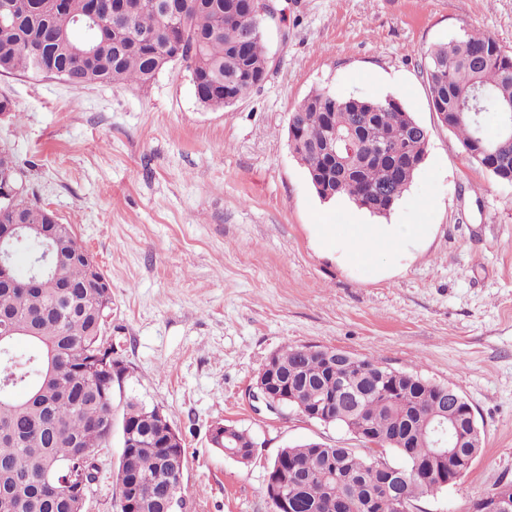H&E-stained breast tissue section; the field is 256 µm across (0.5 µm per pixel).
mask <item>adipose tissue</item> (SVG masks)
Wrapping results in <instances>:
<instances>
[{
	"instance_id": "adipose-tissue-1",
	"label": "adipose tissue",
	"mask_w": 512,
	"mask_h": 512,
	"mask_svg": "<svg viewBox=\"0 0 512 512\" xmlns=\"http://www.w3.org/2000/svg\"><path fill=\"white\" fill-rule=\"evenodd\" d=\"M424 230L420 224H340L336 246L358 266H377L379 258L396 262L401 249Z\"/></svg>"
}]
</instances>
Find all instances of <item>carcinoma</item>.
Returning a JSON list of instances; mask_svg holds the SVG:
<instances>
[{"mask_svg":"<svg viewBox=\"0 0 512 512\" xmlns=\"http://www.w3.org/2000/svg\"><path fill=\"white\" fill-rule=\"evenodd\" d=\"M95 0H33L10 12L0 25V72L38 76L31 47L42 48V59L52 75L75 89L98 84L151 83L170 60L141 45L139 31L154 34L157 45L171 38L181 42L177 60L201 80L209 108H230L256 88L268 64L262 35H246L256 21L260 0H165L159 10L152 0L133 5L127 21L107 29L96 40L89 59L72 54L78 34L62 36L63 15L84 18ZM424 76L434 112L452 121L463 147L473 143L500 147L496 166L487 169L495 179L512 174V145L502 133L489 137L481 116L501 112L512 103V55L485 33L466 34L431 46L425 53ZM302 131L300 160L308 176L321 178L316 193L324 198L346 197L376 215L388 214L408 190L426 157L429 140L415 130L417 121L392 97L365 99L338 97L314 91L292 112ZM355 141V155L328 166L319 143L327 126ZM387 187L390 198L374 193ZM46 210L26 197L11 204L0 201V224H41ZM49 238L26 239L13 247L26 265L55 246L54 270L29 285L18 274L0 280V326L10 336L0 340V512H71L64 489H43L39 480L48 466L66 461L73 473L94 484L99 479L96 454L106 447L112 429V403L101 398L97 374L82 368L88 355L102 345L100 307L103 292L92 284L82 260L83 245L71 225L47 228ZM288 383L303 390L302 399H320L351 379L361 391L375 379L379 363L358 358L328 369L322 360L290 347L275 353ZM408 392L398 397L372 391L360 401L336 404L332 424L362 435L370 428L374 446L363 453L352 448L301 442L278 452L296 465L288 478V505L292 512H365L375 494L385 498L379 512H404L414 502L445 488L436 479L414 476L389 486L379 484L392 451L400 468L422 471L429 461L430 418L441 411L436 385L417 374ZM150 408L129 401L122 423L137 421L133 445L122 440L118 472L139 485L138 512H163L170 492L189 496L178 474L165 462L168 448L147 417ZM482 435L467 437L454 458L436 467H453L458 477L471 468L482 448Z\"/></svg>","mask_w":512,"mask_h":512,"instance_id":"cac0c4a2","label":"carcinoma"}]
</instances>
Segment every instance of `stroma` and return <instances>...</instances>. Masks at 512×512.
Instances as JSON below:
<instances>
[{"mask_svg": "<svg viewBox=\"0 0 512 512\" xmlns=\"http://www.w3.org/2000/svg\"><path fill=\"white\" fill-rule=\"evenodd\" d=\"M264 31L272 73L227 109L202 106L185 64L144 87L74 89L0 72V146L29 195L72 225L108 279L104 340L128 370L112 395L85 512H120L122 408L159 407L182 439L185 512H272L267 467L288 445L357 448L344 428L247 392L267 359L301 345L341 349L455 389L482 451L414 512H471L512 483V183L492 178L432 109L434 44L480 31L512 54V0H277ZM397 98L429 132L427 157L386 216L320 198L288 139L309 94ZM421 224L397 264L365 269L336 249L339 224ZM247 430L249 465L210 441Z\"/></svg>", "mask_w": 512, "mask_h": 512, "instance_id": "1", "label": "stroma"}]
</instances>
